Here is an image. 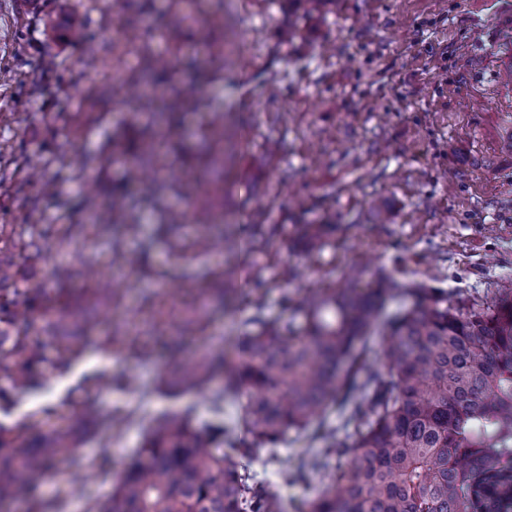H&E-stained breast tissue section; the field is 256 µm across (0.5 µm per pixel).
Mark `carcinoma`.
<instances>
[{"label": "carcinoma", "instance_id": "1", "mask_svg": "<svg viewBox=\"0 0 512 512\" xmlns=\"http://www.w3.org/2000/svg\"><path fill=\"white\" fill-rule=\"evenodd\" d=\"M168 66L147 58L142 74L124 82V93L141 102L148 82ZM174 100L189 110L197 89L181 84ZM209 145L206 162H224L222 115ZM223 194L221 181L195 206L164 209L156 235L181 252L175 231L192 223L202 231L191 243L197 254L240 247L212 206ZM83 203L103 233L127 221L131 210L127 196L114 193L103 211L89 177ZM73 229L36 208L24 209L18 224H0V376L10 383L0 387L5 416L38 383L41 367L64 366L84 347L92 316L64 325L45 290L28 286L45 244L66 242ZM109 243L125 265L143 263L145 251H124L116 236ZM202 277L233 287L240 271L227 262ZM91 281L88 305L117 295L118 284L105 271L91 272ZM238 292L254 316L235 354L181 358L167 370L174 392L219 383L211 417L155 418L98 512H512V279L490 298L457 306L442 288H405L381 277L365 291L347 283L317 292L294 307L295 316L274 320L264 315L260 298ZM397 296L414 301L385 314L386 302ZM48 341L60 348L53 362L45 354ZM377 345L380 365L371 367L365 356ZM240 396L242 419L224 417V401ZM331 407L341 412L338 428L325 423ZM290 431L330 444L283 471L287 481L307 479L331 454L346 458L336 483L292 505L238 465L240 458L282 462ZM79 439L76 431L0 424V447L8 449L0 457V510L27 499L30 512H50L31 491L51 460L78 447Z\"/></svg>", "mask_w": 512, "mask_h": 512}]
</instances>
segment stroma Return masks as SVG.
I'll return each mask as SVG.
<instances>
[{
  "label": "stroma",
  "instance_id": "1",
  "mask_svg": "<svg viewBox=\"0 0 512 512\" xmlns=\"http://www.w3.org/2000/svg\"><path fill=\"white\" fill-rule=\"evenodd\" d=\"M216 9L217 0H186L181 22L169 0H0V224L28 200L55 223H81L84 165L102 199L125 187L138 229L116 234L149 250L145 268L118 270L119 297L98 306L77 358L81 378L61 392L64 370L45 366L40 385L0 420L52 432L81 426L87 405L102 416L78 448L56 458L58 477L35 490L55 512H96L156 415L210 417L207 394L164 392L168 345L232 351L253 315L214 306L197 316L200 291L187 284L173 300L159 293L176 259L154 235L159 215L145 185L127 178L140 133L112 100L113 85L137 71L136 53L122 45L127 19L155 28L151 48L173 64L163 86L193 81L200 89L199 110L166 125L180 176L167 202L185 207L188 194L202 191L196 154L203 127L220 114L226 168L215 209L242 225L263 208L276 227L271 246L246 260L264 280L266 317H289L285 301L354 273L361 289L383 274L446 289L455 303L512 278V83L500 77L512 64V0H325L313 13L304 0H230L220 25L211 20ZM73 13L84 22L80 42L60 35ZM219 45L220 57L212 53ZM89 96L98 100L95 115L74 119ZM25 165L57 194L18 184ZM308 224L325 226L322 251L309 248ZM110 254L105 236L85 229L49 243L33 281L52 297L80 296L90 286L86 268H103ZM345 465L330 456L306 483L286 482L275 464L252 468L298 502Z\"/></svg>",
  "mask_w": 512,
  "mask_h": 512
}]
</instances>
